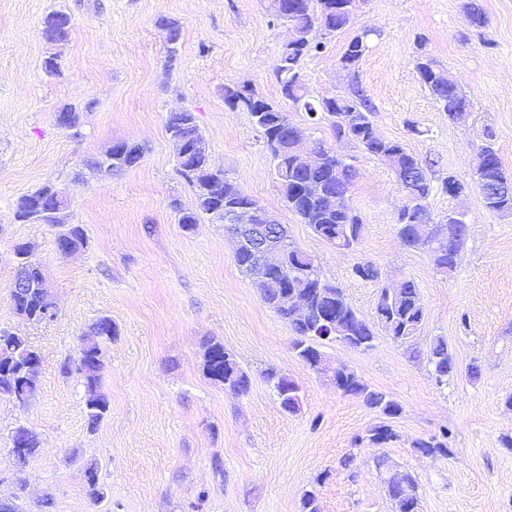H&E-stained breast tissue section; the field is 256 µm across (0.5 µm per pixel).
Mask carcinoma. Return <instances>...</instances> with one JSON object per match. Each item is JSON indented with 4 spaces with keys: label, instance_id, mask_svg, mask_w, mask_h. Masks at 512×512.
<instances>
[{
    "label": "carcinoma",
    "instance_id": "obj_1",
    "mask_svg": "<svg viewBox=\"0 0 512 512\" xmlns=\"http://www.w3.org/2000/svg\"><path fill=\"white\" fill-rule=\"evenodd\" d=\"M348 0H284L288 8L275 16V20L291 24L307 35L298 46L280 51L274 66V74L280 85L282 97L306 112L316 122L326 120L336 140L357 145L367 154L382 160L393 172L405 192V202L397 214V233L403 244L413 249L426 248V240L435 238L430 251L435 271L442 276L451 275L456 268V258L467 238L466 225L454 223L455 214H448V223L434 221L427 207V200L434 190L429 177L428 165L408 152L403 143L380 137L371 120L372 105L360 89L349 96L315 99L308 94L302 78V64L307 57L320 52L324 40L348 28L354 14L344 4ZM464 15L475 28L487 25V17L480 0H464ZM70 15L63 10L46 14L40 21L41 34L58 35L65 40L70 30L61 29V20ZM372 33L363 30L348 43L340 64L350 75H356L360 59L369 50ZM414 69L428 90L432 100L448 113V120L464 122L473 102L438 65L437 61L420 53L414 58ZM224 102L231 108H241L251 114L253 123L262 134L263 143L274 163V173L281 194L288 206L312 231L334 247L347 250L359 246L364 230L359 215L348 203V194L357 177L355 167L330 158L320 168L304 164L300 154L292 148V127L288 114L256 94L242 87L231 91L224 87ZM166 132L171 137L202 140L193 112L184 110L166 122ZM120 151L113 153L112 162L105 168L109 175H116L134 167L142 158L140 147L128 141L119 142ZM178 172L190 188L194 204L184 208L178 201L172 206L178 213L179 223L187 231L206 221L224 224V211L243 198L251 199L236 182L228 179L224 170L212 167L208 158L200 155L178 164ZM474 178L481 191L485 207L497 213H512V175L503 170L499 156L494 153L477 155ZM57 190L45 184L37 190L18 198L15 219L22 223L57 225L51 214V199ZM57 249L67 246L81 248L87 244L83 227L67 224L56 237ZM270 274V284L261 289L263 301L288 322L295 338L293 350L304 367L322 372V348L333 342H346L349 346L369 349L373 346L377 331H383L393 341L401 344L413 338L425 318V306L418 284L403 279L393 285L382 284L380 268L364 260L353 266L354 276L366 282L380 285L375 306V319L367 321L344 297L343 290L326 280L314 259L293 244L284 253L283 269ZM295 292L307 298L311 314L297 317L288 309L285 293ZM53 304L47 288H28L24 294L13 297L12 308L23 321L38 325L44 322L43 308ZM117 329L109 317L92 322L83 334L79 355L73 362L61 366L64 374L80 378L87 391L85 413L88 428L95 430L109 408V402L101 390V371L104 366L100 343L110 341ZM432 367V376L439 386L448 384L455 373V361L448 341L434 337L424 352ZM41 361L40 353L28 339L8 329L0 328V396H6L22 404L29 401L39 388L38 374L25 378L17 371L29 361ZM203 372L209 379L222 377L224 388L237 395L250 390L247 372L238 364L235 355L221 342L209 341L203 353ZM264 380L273 389L286 387L292 390L288 403L280 404L287 413L299 411L300 387L274 368L263 372ZM336 389L344 396L362 400L369 408L387 418H395L402 412L401 406L388 394L369 385L354 370L340 366L334 370ZM396 438L393 428L381 423L368 431L365 437L370 443L384 444ZM451 435L443 429L438 433L420 438L412 448L424 457H448ZM10 444L22 440L25 446L17 449L16 457L21 465L35 455L41 440L34 431L19 424L9 434ZM88 499L99 504L105 499L104 488L99 484L98 467L94 463L85 466ZM391 512H419L420 502L413 496L407 500L398 497L392 485H386ZM300 512H320L317 485H310L301 498Z\"/></svg>",
    "mask_w": 512,
    "mask_h": 512
}]
</instances>
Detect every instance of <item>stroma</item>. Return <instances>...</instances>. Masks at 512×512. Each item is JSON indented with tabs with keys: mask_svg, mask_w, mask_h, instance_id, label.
Listing matches in <instances>:
<instances>
[{
	"mask_svg": "<svg viewBox=\"0 0 512 512\" xmlns=\"http://www.w3.org/2000/svg\"><path fill=\"white\" fill-rule=\"evenodd\" d=\"M488 24L477 29L463 0H362L353 23L328 38L302 65L314 98L360 89L374 107L384 138L403 141L432 161L435 221L466 212L469 233L455 272L437 274L426 252L405 247L396 230L404 192L382 161L354 144L335 143L330 128L311 123L283 99L274 75L288 36L271 0H0V328L27 336L41 357L39 389L27 406L0 398V496L27 484L23 512H300L302 494L319 486L320 512H390L375 460L388 456L416 476L420 512H512V214L488 211L472 172L484 127H491L502 166L512 173V0H481ZM67 9L70 38L47 43L40 21ZM177 20V60L166 65L160 19ZM376 30L355 74L340 65L354 33ZM435 58L471 98L467 122H450L414 70L417 50ZM58 55L62 73L43 59ZM228 85L248 86L307 130V147L336 146L357 170L349 203L365 226L357 250L343 252L316 236L288 210L271 159L249 112L224 102ZM83 107L82 123L56 124L64 106ZM194 112L212 163L222 167L317 261L365 319H373L377 285L352 273L378 264L386 281L413 279L425 321L416 339L445 337L456 360L447 386L437 387L426 360L379 336L362 351L333 342L330 364L354 369L401 408L395 441L364 442L379 413L341 395L328 378L305 368L292 349L287 322L262 300L234 261L223 225L183 229L173 200L193 195L177 171L166 133L169 113ZM417 133H410L409 125ZM140 143L139 164L108 177L85 171L84 159L113 142ZM468 182L453 198L448 177ZM54 183L67 196L65 220L81 225L86 249L61 253L58 230L14 218L17 199ZM30 242L55 301L52 320L31 326L13 312V248ZM118 334L103 345L101 385L110 407L96 429L84 413L85 390L60 365L75 356L97 318ZM222 342L251 377L239 396L202 370L206 341ZM479 364L481 375L469 368ZM275 367L301 387L298 413L281 410L262 372ZM35 431L41 446L26 466L11 453L15 424ZM453 434L450 457L415 453L412 441L440 429ZM354 454L353 470L340 465ZM221 460L216 473L213 460ZM97 463L105 500L91 506L83 462Z\"/></svg>",
	"mask_w": 512,
	"mask_h": 512,
	"instance_id": "1",
	"label": "stroma"
}]
</instances>
